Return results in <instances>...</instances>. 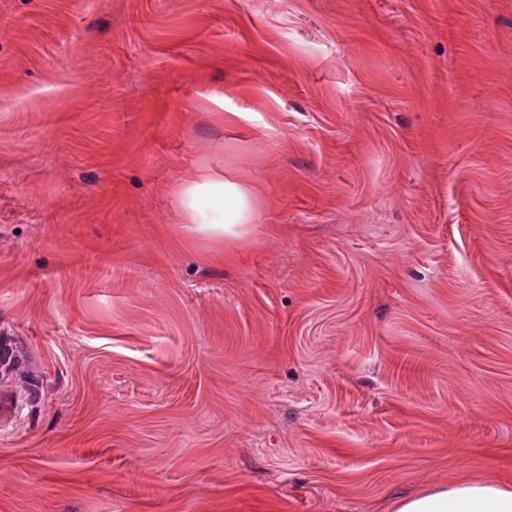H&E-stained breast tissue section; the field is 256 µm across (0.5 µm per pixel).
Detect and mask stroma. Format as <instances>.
<instances>
[{
    "label": "stroma",
    "mask_w": 512,
    "mask_h": 512,
    "mask_svg": "<svg viewBox=\"0 0 512 512\" xmlns=\"http://www.w3.org/2000/svg\"><path fill=\"white\" fill-rule=\"evenodd\" d=\"M3 344L0 512L512 484V0H0ZM205 193L221 194L230 210L224 214L223 208H202L198 200ZM178 201L190 234L218 241L242 239L250 234L253 200L247 189L236 183L213 179L200 184L186 183L179 190Z\"/></svg>",
    "instance_id": "stroma-1"
}]
</instances>
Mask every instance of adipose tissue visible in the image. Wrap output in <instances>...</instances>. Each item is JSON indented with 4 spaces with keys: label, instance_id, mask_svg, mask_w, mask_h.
<instances>
[{
    "label": "adipose tissue",
    "instance_id": "1",
    "mask_svg": "<svg viewBox=\"0 0 512 512\" xmlns=\"http://www.w3.org/2000/svg\"><path fill=\"white\" fill-rule=\"evenodd\" d=\"M206 193L221 194L225 208H202L199 199ZM178 201L190 234L221 241L241 239L251 231L253 200L238 184L213 179L187 183L180 188ZM395 512H512V486L475 480L437 487L398 501Z\"/></svg>",
    "mask_w": 512,
    "mask_h": 512
}]
</instances>
